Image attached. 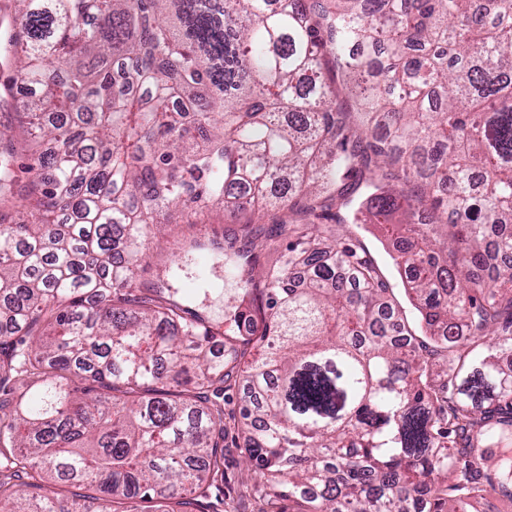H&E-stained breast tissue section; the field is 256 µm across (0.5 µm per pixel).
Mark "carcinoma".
<instances>
[{
    "mask_svg": "<svg viewBox=\"0 0 512 512\" xmlns=\"http://www.w3.org/2000/svg\"><path fill=\"white\" fill-rule=\"evenodd\" d=\"M14 2L0 55L36 93L0 130V512H224L230 437L257 512L512 501V0ZM220 202L307 223L271 225L273 269L262 224L209 240L241 288L208 325L137 274L166 216ZM332 203L425 214L389 252L418 327L312 223ZM285 244V241L275 237L262 238L260 240V247L257 249L261 264L271 267L278 265Z\"/></svg>",
    "mask_w": 512,
    "mask_h": 512,
    "instance_id": "1",
    "label": "carcinoma"
}]
</instances>
